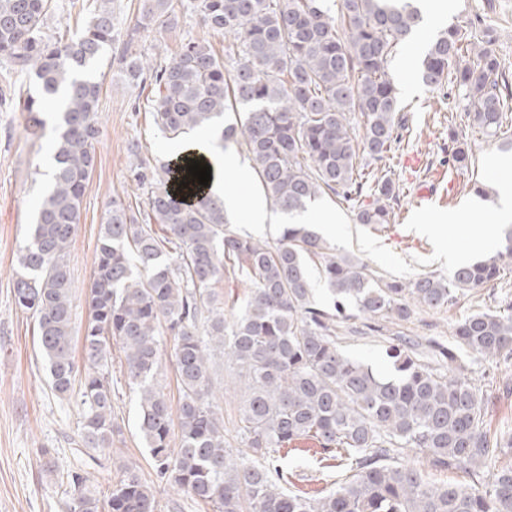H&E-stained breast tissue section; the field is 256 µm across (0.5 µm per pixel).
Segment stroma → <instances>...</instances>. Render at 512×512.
<instances>
[{"instance_id":"obj_1","label":"stroma","mask_w":512,"mask_h":512,"mask_svg":"<svg viewBox=\"0 0 512 512\" xmlns=\"http://www.w3.org/2000/svg\"><path fill=\"white\" fill-rule=\"evenodd\" d=\"M496 9L485 16L492 31L490 48L512 67V0H495ZM207 40L216 53H223L226 39L196 19H184L164 34L144 32L134 52L163 59L188 38ZM408 53L396 50L388 70L396 81L409 130L389 161V174L396 186L395 220L390 224L355 223V203L323 198L312 218L335 213L337 223L322 235L337 255L366 264L387 280L411 281L423 275L447 277L467 260L484 259L476 248L486 224H440L437 216L466 206L476 194L494 198L496 185L512 182V169L491 167L490 160L502 153L500 142L475 133L458 91L429 88L416 71L405 68ZM102 91L98 117L102 135L96 146V166L87 182L81 221L71 243L69 264L75 297V326L83 328L88 307L100 226L113 197L132 191L128 181L129 140H139L145 154L157 162L167 161V138L156 128L151 107L141 89L125 86L117 69L101 65ZM28 114L22 100L0 104V512H65L63 489L43 470L41 449H50L59 467L73 461L70 438L79 431L74 401L57 398L48 387V372L38 349L37 326L31 315L17 308L13 288L18 254L24 244L53 160L56 139L52 113H43V131L30 134ZM456 131L473 154L471 171L447 168L448 133ZM512 296V272L494 287L466 292L448 306L416 309L409 322L386 324L382 335L361 333L355 318L340 330V346L349 356L373 364L381 372L391 365L386 349L395 336L448 338L453 325L472 312L493 307L497 298ZM124 356L112 353V373L120 383L112 401L124 431V440L112 448L103 467L92 469L93 488L106 489L107 469L121 462L135 463L146 480H153L148 450L136 423L137 395L123 383ZM468 375L482 389L487 427L512 432V365L490 360L470 362ZM315 441H297L286 458L288 486L312 495H324L336 478L333 459L316 456Z\"/></svg>"}]
</instances>
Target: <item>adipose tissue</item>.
Returning a JSON list of instances; mask_svg holds the SVG:
<instances>
[{
	"label": "adipose tissue",
	"instance_id": "adipose-tissue-1",
	"mask_svg": "<svg viewBox=\"0 0 512 512\" xmlns=\"http://www.w3.org/2000/svg\"><path fill=\"white\" fill-rule=\"evenodd\" d=\"M167 155L174 163L187 156L204 158L211 166L210 192L223 196L227 209L233 214L245 215L247 223L260 226L267 223L269 213L263 202L240 193H226L225 178L236 170L237 160L232 153L215 150L211 137L202 135L171 142L167 147Z\"/></svg>",
	"mask_w": 512,
	"mask_h": 512
}]
</instances>
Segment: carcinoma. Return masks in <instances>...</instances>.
I'll list each match as a JSON object with an SVG mask.
<instances>
[{"label": "carcinoma", "mask_w": 512, "mask_h": 512, "mask_svg": "<svg viewBox=\"0 0 512 512\" xmlns=\"http://www.w3.org/2000/svg\"><path fill=\"white\" fill-rule=\"evenodd\" d=\"M111 4L90 0L89 19L56 37L44 31L50 0H0V62L59 99L54 165L20 249L13 297L35 319L51 392L77 396L74 463L65 470L44 463L64 486L66 512H158V484L213 512H512V465L479 489L435 483L402 457L412 448L436 468L475 479L479 468L512 453V434L484 425L483 393L463 361L512 360V303L458 321L448 345L429 338L390 346L392 377L345 355L336 336V324L352 318L350 305L367 320L407 321L416 307H443L464 290L495 283L512 260V231L504 250L456 267L446 280L387 282L330 253L310 224H283L273 245L240 232L226 219L224 199L203 192L190 175L194 159L154 164L133 140L130 176L139 201L113 198L101 224L82 334L86 368L76 376L68 257L101 136L102 82L93 71L118 41ZM187 12L233 37L236 66L226 69L197 38L155 63L131 51L140 32L173 29ZM421 20L412 0H339L336 16L325 0H142L114 60L127 84L150 87L154 123L168 138L215 129L216 147L229 140L245 147L259 186L281 213L370 190L375 198L359 205L356 223L389 224L394 211L386 201L395 192L386 161L406 117L387 63L419 34ZM486 37L479 17L438 33L418 74L426 85L461 91L473 123L494 137L509 122L512 74L483 47ZM42 104L29 96L33 134L44 126ZM471 163L467 144L448 134V166L464 171ZM228 261L241 263L252 282L230 321L212 288ZM320 282L328 308L316 300ZM115 346L137 395L155 480L123 463L101 496L88 485L87 467L123 439L112 406ZM167 351L175 360V410L162 374ZM217 355L245 388L230 439L212 378ZM310 437L340 473L322 497L285 488L281 449ZM231 439L243 445L235 454Z\"/></svg>", "instance_id": "carcinoma-1"}]
</instances>
